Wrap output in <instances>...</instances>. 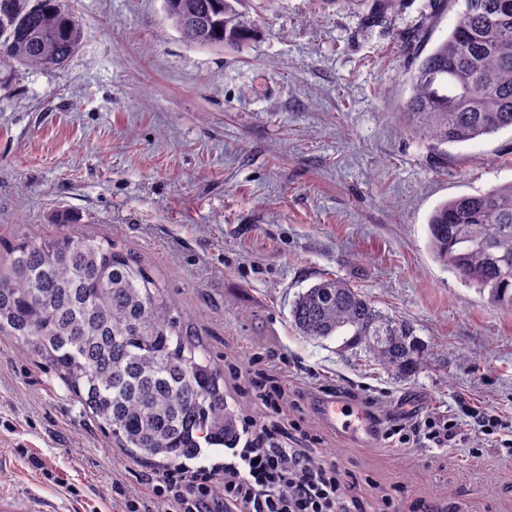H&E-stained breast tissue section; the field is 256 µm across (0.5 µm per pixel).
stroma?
<instances>
[{
  "label": "stroma",
  "mask_w": 512,
  "mask_h": 512,
  "mask_svg": "<svg viewBox=\"0 0 512 512\" xmlns=\"http://www.w3.org/2000/svg\"><path fill=\"white\" fill-rule=\"evenodd\" d=\"M64 2L79 50L0 85V244L114 241L159 278L211 362L283 359L284 417L341 450L364 497L512 512V457L470 417L512 430V310L428 248L439 204L512 182V129L450 146L438 168L401 114L407 32L427 23L437 44L455 11L428 20L426 0H404L368 29L352 0H271L259 35L229 50L186 40L164 0ZM325 276L410 323L421 370L401 379L341 337L301 336L291 303ZM338 393L366 398L384 423L457 416L461 440L443 454L347 444L314 408ZM165 468L116 448L53 372L0 336V487L56 512H117L113 483L137 494Z\"/></svg>",
  "instance_id": "1"
}]
</instances>
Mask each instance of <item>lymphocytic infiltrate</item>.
I'll list each match as a JSON object with an SVG mask.
<instances>
[{"label": "lymphocytic infiltrate", "mask_w": 512, "mask_h": 512, "mask_svg": "<svg viewBox=\"0 0 512 512\" xmlns=\"http://www.w3.org/2000/svg\"><path fill=\"white\" fill-rule=\"evenodd\" d=\"M244 370L266 414L239 420L237 446L223 469L179 463L149 477L140 495L113 484L121 512H154L159 503L168 512H430L425 501L400 496L366 501L356 491L358 478H346L338 462L324 455L317 435L299 419L281 420L285 390L268 358H252ZM458 435L455 418L426 416L391 425L383 437L397 448L444 451Z\"/></svg>", "instance_id": "f902f5d3"}]
</instances>
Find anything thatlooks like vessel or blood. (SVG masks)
I'll use <instances>...</instances> for the list:
<instances>
[{"label": "vessel or blood", "instance_id": "vessel-or-blood-1", "mask_svg": "<svg viewBox=\"0 0 512 512\" xmlns=\"http://www.w3.org/2000/svg\"><path fill=\"white\" fill-rule=\"evenodd\" d=\"M316 408L325 425L350 444L366 448L379 445V420L351 400L338 396L318 398ZM0 512H48L45 500L34 493L0 489Z\"/></svg>", "mask_w": 512, "mask_h": 512}]
</instances>
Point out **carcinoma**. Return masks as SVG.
Instances as JSON below:
<instances>
[{
    "label": "carcinoma",
    "mask_w": 512,
    "mask_h": 512,
    "mask_svg": "<svg viewBox=\"0 0 512 512\" xmlns=\"http://www.w3.org/2000/svg\"><path fill=\"white\" fill-rule=\"evenodd\" d=\"M246 2L165 0L188 41L229 47L258 32L242 10ZM361 2L364 24L373 27L402 0ZM458 3L448 36L415 57L403 106L438 161L448 160V144L512 128V0H428L429 15ZM82 39L63 0H0V79L60 66ZM428 235L438 262L512 310V182L440 204ZM290 315L302 335H342L345 347L400 377L420 366L413 326L341 279L325 277L298 293ZM0 336L53 370L118 448L175 463L236 434L224 371L173 313L159 280L110 240L31 236L1 247Z\"/></svg>",
    "instance_id": "obj_1"
}]
</instances>
